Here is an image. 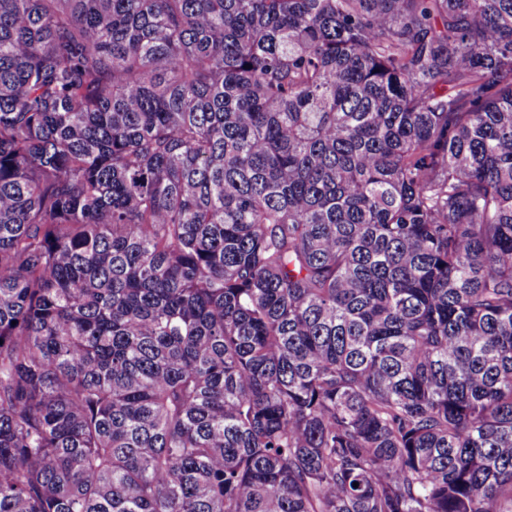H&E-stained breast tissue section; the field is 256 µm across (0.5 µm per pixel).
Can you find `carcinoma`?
Listing matches in <instances>:
<instances>
[{
	"label": "carcinoma",
	"instance_id": "cac0c4a2",
	"mask_svg": "<svg viewBox=\"0 0 512 512\" xmlns=\"http://www.w3.org/2000/svg\"><path fill=\"white\" fill-rule=\"evenodd\" d=\"M0 512H512V0H0Z\"/></svg>",
	"mask_w": 512,
	"mask_h": 512
}]
</instances>
